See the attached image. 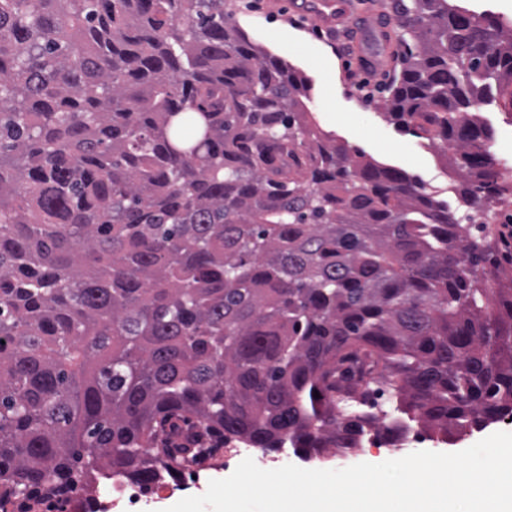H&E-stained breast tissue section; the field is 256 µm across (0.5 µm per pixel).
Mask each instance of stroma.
I'll list each match as a JSON object with an SVG mask.
<instances>
[{
  "instance_id": "obj_1",
  "label": "stroma",
  "mask_w": 512,
  "mask_h": 512,
  "mask_svg": "<svg viewBox=\"0 0 512 512\" xmlns=\"http://www.w3.org/2000/svg\"><path fill=\"white\" fill-rule=\"evenodd\" d=\"M241 9L234 19L255 44L300 71L309 81L307 106L321 127L365 158L402 169L414 180L453 201L452 178L427 140L408 135L385 116L381 96L364 98L358 83L371 88L389 83L398 54L403 51L389 8L391 0H356L349 21L337 30H318L290 7L277 8L273 0H236ZM226 466L208 460L198 477L174 482L169 492L147 493L131 500L117 496L111 483L95 493L100 512H164L170 502L205 493L213 479L230 475Z\"/></svg>"
}]
</instances>
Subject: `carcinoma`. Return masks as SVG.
<instances>
[{
	"instance_id": "carcinoma-1",
	"label": "carcinoma",
	"mask_w": 512,
	"mask_h": 512,
	"mask_svg": "<svg viewBox=\"0 0 512 512\" xmlns=\"http://www.w3.org/2000/svg\"><path fill=\"white\" fill-rule=\"evenodd\" d=\"M397 2L384 113L452 147L482 211L512 19ZM308 91L224 0H0V512L147 490L229 441L310 459L512 415L502 258ZM380 382L388 413L345 409Z\"/></svg>"
}]
</instances>
